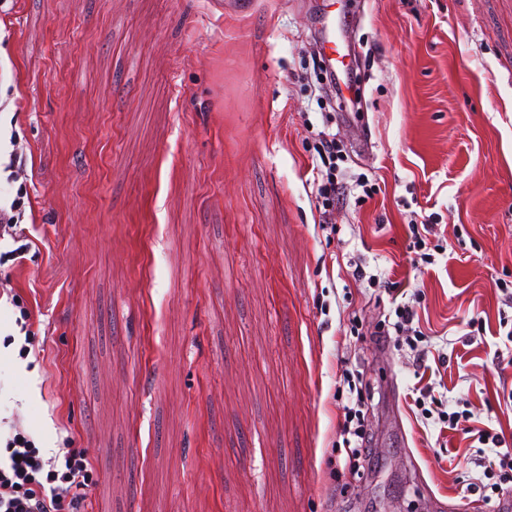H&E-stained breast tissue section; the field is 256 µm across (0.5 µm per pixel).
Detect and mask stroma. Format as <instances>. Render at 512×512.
<instances>
[{"label":"stroma","mask_w":512,"mask_h":512,"mask_svg":"<svg viewBox=\"0 0 512 512\" xmlns=\"http://www.w3.org/2000/svg\"><path fill=\"white\" fill-rule=\"evenodd\" d=\"M331 16L356 107L320 59ZM14 150L0 201L28 196L31 240L0 265V431L83 450L84 512H512L467 421L412 401L432 384L512 448V0H6ZM399 302L425 364L387 337ZM343 362L367 397L354 470L330 462ZM317 137L321 146L320 149H317V154L323 166L327 168V171L324 175H321V182L319 181V178H317V180L314 179L312 193H314L317 200H321L322 206L324 207L321 223L319 224L320 228L322 231H329V235H332L336 233V226L328 219L327 211L329 209L326 207L330 206V200H334L336 191L338 190L336 161L341 160L342 149H340V146L336 143L335 135H330L325 131H320L317 134Z\"/></svg>","instance_id":"stroma-1"}]
</instances>
